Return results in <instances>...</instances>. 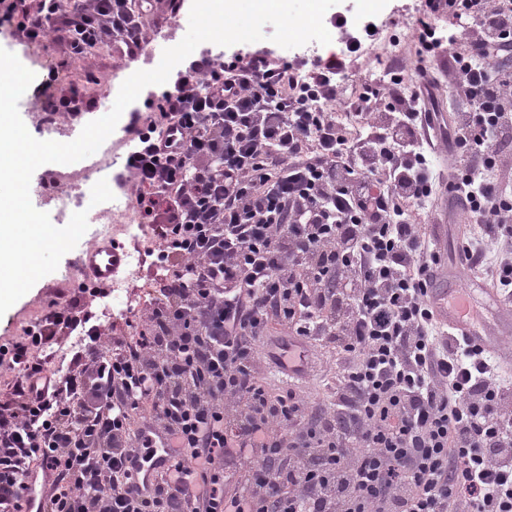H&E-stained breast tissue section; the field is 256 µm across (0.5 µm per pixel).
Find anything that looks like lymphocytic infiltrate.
Listing matches in <instances>:
<instances>
[{
    "label": "lymphocytic infiltrate",
    "instance_id": "f902f5d3",
    "mask_svg": "<svg viewBox=\"0 0 512 512\" xmlns=\"http://www.w3.org/2000/svg\"><path fill=\"white\" fill-rule=\"evenodd\" d=\"M179 0H10L30 42L135 58ZM329 55L200 51L132 113L125 184L158 272L126 338L91 302L50 301L0 345V512L31 464L45 512H512V374L450 333L426 295L444 262L440 193L470 224L456 266L512 301V0H422L390 79L362 78L374 34L344 14ZM453 87L438 119L437 69ZM338 356L315 406L270 393L271 325ZM85 342L67 367L44 350ZM178 457L140 492L143 424Z\"/></svg>",
    "mask_w": 512,
    "mask_h": 512
}]
</instances>
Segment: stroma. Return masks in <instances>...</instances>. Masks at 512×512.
<instances>
[{"label":"stroma","mask_w":512,"mask_h":512,"mask_svg":"<svg viewBox=\"0 0 512 512\" xmlns=\"http://www.w3.org/2000/svg\"><path fill=\"white\" fill-rule=\"evenodd\" d=\"M418 3L419 0H340L337 9L356 22L370 18L377 23L386 24L395 19H409ZM187 30V25L168 21L160 31L150 33L146 48L132 60L123 56L118 39L112 37L100 49L90 52L81 61L67 67L63 64L65 49L59 43L48 40L27 44L21 42L11 29L0 27V47L14 53L35 74L34 81L18 104L20 116L28 131L31 135H38L41 124L39 112L32 107L34 100L45 101L53 107L57 105L61 95L69 93L73 88L79 91L86 104L85 121L98 119L99 114L95 110L97 99L104 96L116 98L126 78L135 71L155 68L161 60L163 50L179 43ZM90 74L97 76V83L87 82L86 77ZM129 120V114H122L110 136L115 143L116 153L112 161L100 162L95 154L84 159L83 164L88 173L80 185L53 186L50 179L55 167L51 164L43 165L34 172L32 184L44 185L49 192L57 189L71 195L75 200V210L88 208L93 185L102 179L114 182L116 176L124 170L130 150L125 132ZM111 233V225H90L76 248L62 257L57 269L40 279L28 293L0 316V344L21 336L24 329L40 316L49 300L57 297L64 301L77 298L78 291L73 284L82 277L79 256L94 238ZM309 350L312 368L308 377L292 384L266 366L262 369L261 378L267 389L278 392L292 385L314 402H327L336 383V353L315 342L310 344Z\"/></svg>","instance_id":"35a3bbf8"}]
</instances>
